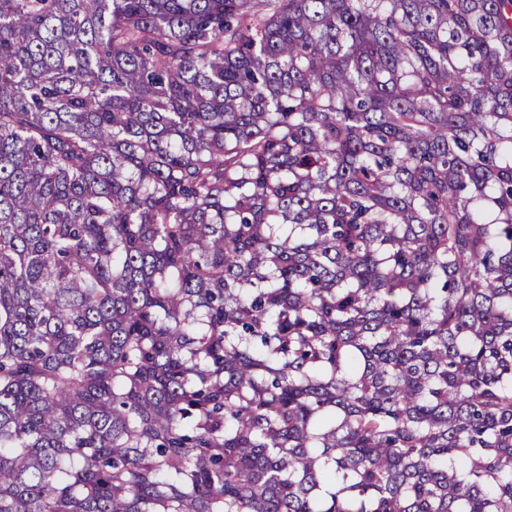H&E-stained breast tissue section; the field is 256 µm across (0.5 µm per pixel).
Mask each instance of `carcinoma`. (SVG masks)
I'll use <instances>...</instances> for the list:
<instances>
[{
    "mask_svg": "<svg viewBox=\"0 0 512 512\" xmlns=\"http://www.w3.org/2000/svg\"><path fill=\"white\" fill-rule=\"evenodd\" d=\"M0 512H512V0H0Z\"/></svg>",
    "mask_w": 512,
    "mask_h": 512,
    "instance_id": "cac0c4a2",
    "label": "carcinoma"
}]
</instances>
